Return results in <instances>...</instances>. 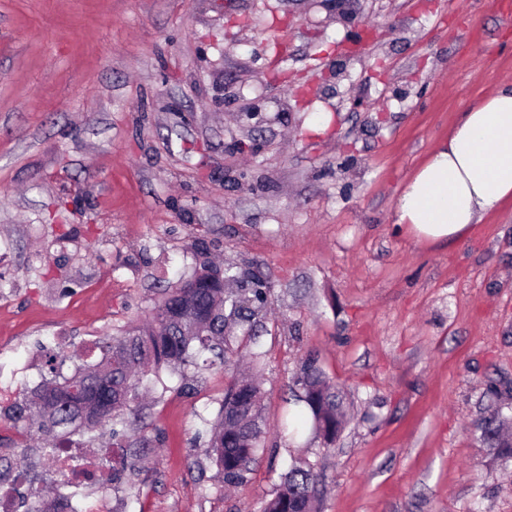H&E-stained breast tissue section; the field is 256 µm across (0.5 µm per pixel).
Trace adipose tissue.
I'll return each instance as SVG.
<instances>
[{"mask_svg": "<svg viewBox=\"0 0 512 512\" xmlns=\"http://www.w3.org/2000/svg\"><path fill=\"white\" fill-rule=\"evenodd\" d=\"M511 198L512 87H505L460 114L405 186L395 216L417 237L460 238Z\"/></svg>", "mask_w": 512, "mask_h": 512, "instance_id": "adipose-tissue-1", "label": "adipose tissue"}]
</instances>
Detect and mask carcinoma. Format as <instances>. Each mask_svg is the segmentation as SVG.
Wrapping results in <instances>:
<instances>
[{
  "mask_svg": "<svg viewBox=\"0 0 512 512\" xmlns=\"http://www.w3.org/2000/svg\"><path fill=\"white\" fill-rule=\"evenodd\" d=\"M264 280L254 273L218 270L204 261L191 273L166 286L149 313L150 328L128 324L99 342L101 357L92 366H74L66 375L65 351L46 353L51 382H41L9 409L8 418L22 434L35 440L83 436L102 421L117 424L121 414L139 405V389L148 372L163 368L184 372L218 362L228 366L240 346L230 324L251 336ZM293 390L305 423L329 448L345 424L343 399L314 359L305 360L294 377ZM257 377L231 382L216 421L207 430L210 457L224 474V482L244 480L262 447L264 431ZM484 441L512 452V438L501 433L499 417L482 427ZM318 475L309 466L292 467L260 512H314ZM25 512H62L31 489Z\"/></svg>",
  "mask_w": 512,
  "mask_h": 512,
  "instance_id": "obj_1",
  "label": "carcinoma"
}]
</instances>
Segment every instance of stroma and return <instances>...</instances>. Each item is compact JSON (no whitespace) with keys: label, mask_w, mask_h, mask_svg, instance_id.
Here are the masks:
<instances>
[{"label":"stroma","mask_w":512,"mask_h":512,"mask_svg":"<svg viewBox=\"0 0 512 512\" xmlns=\"http://www.w3.org/2000/svg\"><path fill=\"white\" fill-rule=\"evenodd\" d=\"M512 85V0H0V419L44 347L98 360L200 258L269 285L266 442L227 485L204 430L223 367L163 373L112 512H250L290 464L321 512H512V200L463 239L395 221L460 112ZM340 389L332 449L283 426L307 357ZM484 441L488 442L493 448H502L511 454L512 438L504 435L499 427V413L487 419L482 427Z\"/></svg>","instance_id":"35a3bbf8"}]
</instances>
